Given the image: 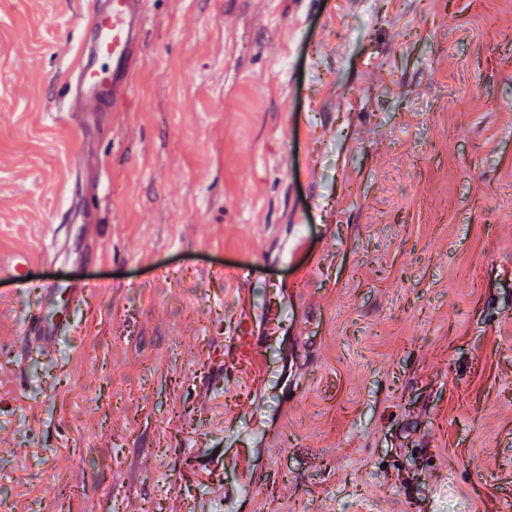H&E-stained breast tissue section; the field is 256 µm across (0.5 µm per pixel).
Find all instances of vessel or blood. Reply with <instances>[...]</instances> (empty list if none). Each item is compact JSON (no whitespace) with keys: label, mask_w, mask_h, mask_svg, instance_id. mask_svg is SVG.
Returning <instances> with one entry per match:
<instances>
[{"label":"vessel or blood","mask_w":512,"mask_h":512,"mask_svg":"<svg viewBox=\"0 0 512 512\" xmlns=\"http://www.w3.org/2000/svg\"><path fill=\"white\" fill-rule=\"evenodd\" d=\"M148 0H90L83 26L91 32L71 67L73 81L67 102L68 120L89 118L101 112H126L133 103L131 73L140 61L141 32ZM111 60V69L97 65V58ZM28 257H0V278L24 284Z\"/></svg>","instance_id":"vessel-or-blood-1"}]
</instances>
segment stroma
Listing matches in <instances>:
<instances>
[{
    "instance_id": "35a3bbf8",
    "label": "stroma",
    "mask_w": 512,
    "mask_h": 512,
    "mask_svg": "<svg viewBox=\"0 0 512 512\" xmlns=\"http://www.w3.org/2000/svg\"><path fill=\"white\" fill-rule=\"evenodd\" d=\"M83 9L0 0V255L95 285L0 281V501L512 512V0H150L80 129ZM91 285L74 286L65 281H57L42 286L41 294L44 298L55 296L58 294H67L77 299L83 298L86 294L93 291ZM40 324L43 327L41 336H34V328ZM56 327L53 323L47 324L40 314L36 311L31 318H29L18 331V335L22 340L37 339L43 342H50L53 335L56 334ZM246 328L242 326L240 333L236 336H232L230 339H226V345L236 350H240L238 354L239 363L248 368H254L256 363L260 362V357L253 353L252 348L246 347L247 341L244 336Z\"/></svg>"
}]
</instances>
